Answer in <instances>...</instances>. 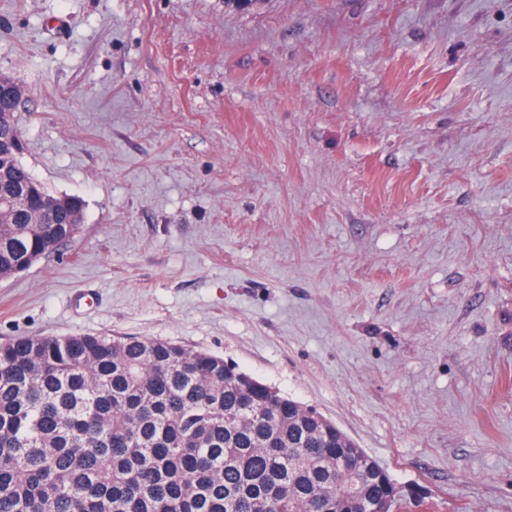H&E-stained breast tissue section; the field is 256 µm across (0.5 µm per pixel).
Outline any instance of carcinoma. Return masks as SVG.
Returning <instances> with one entry per match:
<instances>
[{
    "instance_id": "1",
    "label": "carcinoma",
    "mask_w": 512,
    "mask_h": 512,
    "mask_svg": "<svg viewBox=\"0 0 512 512\" xmlns=\"http://www.w3.org/2000/svg\"><path fill=\"white\" fill-rule=\"evenodd\" d=\"M0 95V148L18 135ZM36 183L0 156V196ZM0 224V278L78 226ZM388 470L335 423L224 359L127 336L0 344V512H379Z\"/></svg>"
}]
</instances>
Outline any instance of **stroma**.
Instances as JSON below:
<instances>
[{
    "mask_svg": "<svg viewBox=\"0 0 512 512\" xmlns=\"http://www.w3.org/2000/svg\"><path fill=\"white\" fill-rule=\"evenodd\" d=\"M0 72L84 202L0 279V343L202 350L405 512H512V0H0Z\"/></svg>",
    "mask_w": 512,
    "mask_h": 512,
    "instance_id": "stroma-1",
    "label": "stroma"
}]
</instances>
